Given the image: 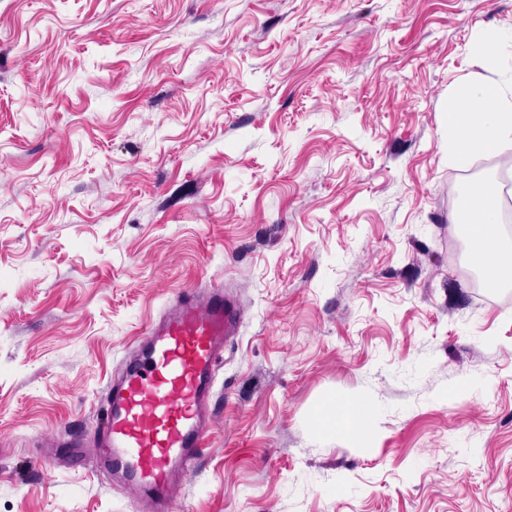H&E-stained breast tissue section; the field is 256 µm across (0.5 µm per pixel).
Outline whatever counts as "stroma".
Wrapping results in <instances>:
<instances>
[{
    "label": "stroma",
    "instance_id": "1",
    "mask_svg": "<svg viewBox=\"0 0 512 512\" xmlns=\"http://www.w3.org/2000/svg\"><path fill=\"white\" fill-rule=\"evenodd\" d=\"M509 78L512 0H0V512H145L63 437L216 284L244 320L172 512H512V287L448 222L512 146L449 163L446 118ZM320 426L324 431H338L359 448H371L375 443L371 409L361 399L329 402L323 410Z\"/></svg>",
    "mask_w": 512,
    "mask_h": 512
}]
</instances>
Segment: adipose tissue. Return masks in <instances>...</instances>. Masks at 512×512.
Here are the masks:
<instances>
[{
  "mask_svg": "<svg viewBox=\"0 0 512 512\" xmlns=\"http://www.w3.org/2000/svg\"><path fill=\"white\" fill-rule=\"evenodd\" d=\"M448 158L457 162L512 141V94L497 82L461 84L447 107ZM498 187L482 181L460 194L450 215L456 229L468 230L472 258L489 287L512 284V247L499 234ZM320 426L351 439L358 447H373L376 429L368 403L360 399L329 402Z\"/></svg>",
  "mask_w": 512,
  "mask_h": 512,
  "instance_id": "ef3b65f1",
  "label": "adipose tissue"
}]
</instances>
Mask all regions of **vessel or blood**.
Here are the masks:
<instances>
[{"label":"vessel or blood","mask_w":512,"mask_h":512,"mask_svg":"<svg viewBox=\"0 0 512 512\" xmlns=\"http://www.w3.org/2000/svg\"><path fill=\"white\" fill-rule=\"evenodd\" d=\"M240 324L239 306L224 291L180 292L176 305L142 331L147 358L125 366L122 377L108 384L89 469L110 463L152 512H170L171 489L202 451L215 370Z\"/></svg>","instance_id":"vessel-or-blood-1"}]
</instances>
